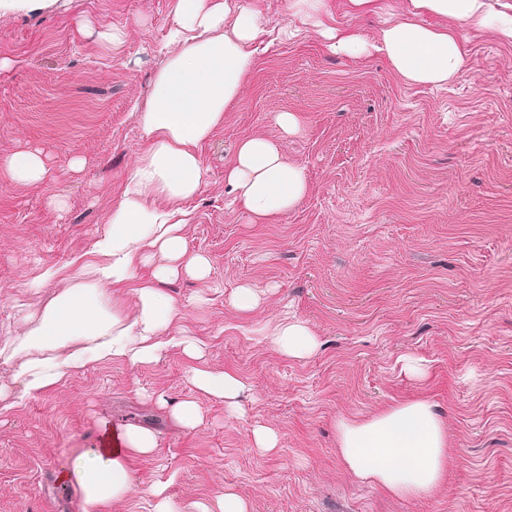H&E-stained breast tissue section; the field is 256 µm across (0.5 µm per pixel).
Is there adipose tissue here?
Here are the masks:
<instances>
[{"label":"adipose tissue","mask_w":512,"mask_h":512,"mask_svg":"<svg viewBox=\"0 0 512 512\" xmlns=\"http://www.w3.org/2000/svg\"><path fill=\"white\" fill-rule=\"evenodd\" d=\"M294 5L296 16L316 27L334 53L382 54L399 78L419 86L445 85L466 70L470 30L512 44V0H404L397 14L383 0H340L344 14L380 18L371 38L329 25L324 0ZM173 15L169 49L143 113V142L107 229L92 244V260L42 307L20 306V329L0 338V360L16 366L15 403L49 392L92 365L154 363L176 347L193 362L188 381L196 392L170 406L182 426L199 425L200 395L223 402L229 416L243 412L244 382L203 364L199 340L172 335L180 309L165 287L183 273L198 279L209 274L207 258L188 250L184 204L208 181L200 147L241 98L255 67L263 17L250 0H174ZM4 166L21 184L37 185L48 176L40 153L28 148L13 152ZM224 179L256 224L275 223L308 189L302 167L262 136L239 141ZM269 337L280 354L293 358L319 345L298 321L278 322ZM337 442L349 473L393 496H426L447 481V425L428 400L413 399L364 418L342 417ZM156 446L145 428L107 427L101 446L76 455L59 480L78 490L81 512H110L139 487L131 459ZM151 493L154 512H248L246 500L229 487L211 502L187 508L167 496L165 486H152Z\"/></svg>","instance_id":"1"}]
</instances>
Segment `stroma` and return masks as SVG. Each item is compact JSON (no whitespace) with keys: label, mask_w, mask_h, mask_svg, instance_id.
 Wrapping results in <instances>:
<instances>
[{"label":"stroma","mask_w":512,"mask_h":512,"mask_svg":"<svg viewBox=\"0 0 512 512\" xmlns=\"http://www.w3.org/2000/svg\"><path fill=\"white\" fill-rule=\"evenodd\" d=\"M254 2L265 20L258 65L202 146L209 180L187 204L188 247L210 274L167 287L184 306L176 328L249 387L245 413L226 417L203 397L188 430L157 406L156 394L193 395L177 348L149 365L90 367L0 413V512H81L57 478L98 445L103 421L158 440L132 459L142 490L117 512H153L158 481L182 504L232 487L249 512H512V45L470 32L467 71L411 85L384 57L334 55L313 32L280 39L295 20L289 0ZM172 23V0L0 5V58L11 62L0 72V161L27 147L49 168L35 186L0 165V336L15 303L43 306L104 231ZM109 26L125 31L121 45L101 44ZM282 112L298 117L295 132L279 127ZM250 135L273 140L307 179L273 224L251 223L224 182ZM46 268L57 279L28 288ZM243 286L267 291L248 314L228 303ZM285 317L316 333L313 354L282 356L260 334ZM409 357L422 375L406 371ZM415 398L445 418L451 459L444 487L402 500L345 470L336 422ZM257 424L277 430L274 453L252 448Z\"/></svg>","instance_id":"35a3bbf8"}]
</instances>
